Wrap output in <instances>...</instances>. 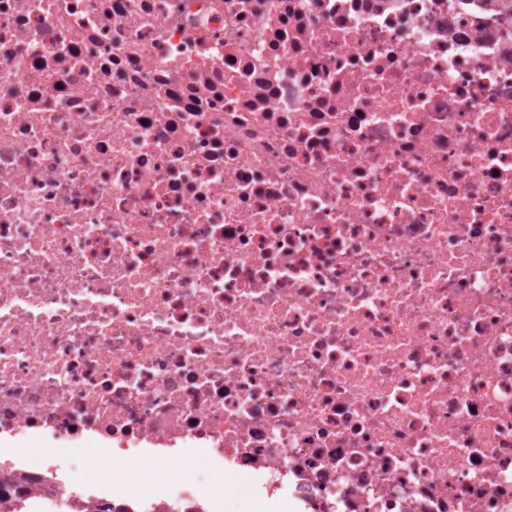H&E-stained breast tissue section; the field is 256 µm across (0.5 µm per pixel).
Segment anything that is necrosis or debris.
Returning <instances> with one entry per match:
<instances>
[{"label":"necrosis or debris","instance_id":"obj_1","mask_svg":"<svg viewBox=\"0 0 512 512\" xmlns=\"http://www.w3.org/2000/svg\"><path fill=\"white\" fill-rule=\"evenodd\" d=\"M100 446L136 512H512V23L0 0V484ZM94 454L97 455L96 466L101 477L112 476L113 470L121 469L126 473L127 479L133 487H138L141 492L147 491L144 488V482L139 476V466L133 463L113 461L112 456L104 452L102 448L94 449ZM296 509L277 505L268 507L263 501L253 499L245 486L239 481L227 479L224 482V511L223 512H291Z\"/></svg>","mask_w":512,"mask_h":512}]
</instances>
